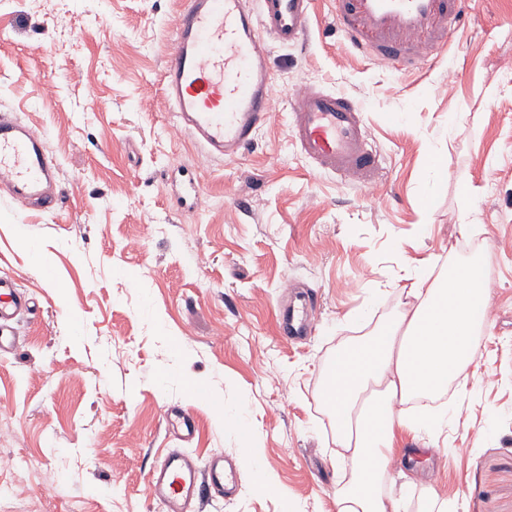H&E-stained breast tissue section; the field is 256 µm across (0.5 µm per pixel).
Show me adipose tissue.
<instances>
[{
  "mask_svg": "<svg viewBox=\"0 0 512 512\" xmlns=\"http://www.w3.org/2000/svg\"><path fill=\"white\" fill-rule=\"evenodd\" d=\"M408 308L379 326L375 335L337 352L335 367L316 393L336 431L349 475L336 490V512H399L382 483L392 458L404 455V433H435L447 412L396 411L421 394L444 390L474 359V333L484 323L478 309L491 288L476 264L447 274L420 272Z\"/></svg>",
  "mask_w": 512,
  "mask_h": 512,
  "instance_id": "obj_1",
  "label": "adipose tissue"
}]
</instances>
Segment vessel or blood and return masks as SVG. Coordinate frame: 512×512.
I'll list each match as a JSON object with an SVG mask.
<instances>
[{"instance_id":"vessel-or-blood-1","label":"vessel or blood","mask_w":512,"mask_h":512,"mask_svg":"<svg viewBox=\"0 0 512 512\" xmlns=\"http://www.w3.org/2000/svg\"><path fill=\"white\" fill-rule=\"evenodd\" d=\"M336 26L362 55L410 71L445 56L464 15L465 0H332ZM312 0H184L175 45L163 71V90L177 123L211 156L237 157L275 110L268 43H298ZM292 137L317 168L370 186L378 181L368 148L363 104L318 86L292 99ZM58 167L44 138L28 123L0 114V189L23 206L54 208ZM32 300L14 280L0 276V353L15 346V322ZM313 299L296 296L280 311L284 336L311 333ZM239 480L223 461L207 463L187 452H168L149 473V495L161 512H195L203 493L228 496Z\"/></svg>"}]
</instances>
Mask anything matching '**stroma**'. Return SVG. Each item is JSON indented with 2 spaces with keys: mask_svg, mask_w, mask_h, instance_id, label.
<instances>
[{
  "mask_svg": "<svg viewBox=\"0 0 512 512\" xmlns=\"http://www.w3.org/2000/svg\"><path fill=\"white\" fill-rule=\"evenodd\" d=\"M182 2L0 0V113L40 133L60 171L52 210L0 190V275L34 301L0 354V458L33 475L0 471V512H160L147 474L175 449L239 473L203 512H336L324 369L410 303L415 268L446 273L466 245L493 303L467 395L445 392L441 433L406 436L417 462L394 458L384 492L402 512L432 488L458 512H512V0H467L447 57L409 72L356 53L313 0L303 39L269 46L275 112L228 160L179 133L161 90ZM309 85L363 103L378 187L300 153L289 97ZM295 282L317 298L315 329L289 341L277 311ZM185 376L209 398L190 399ZM170 407L192 415L191 439Z\"/></svg>",
  "mask_w": 512,
  "mask_h": 512,
  "instance_id": "1",
  "label": "stroma"
}]
</instances>
